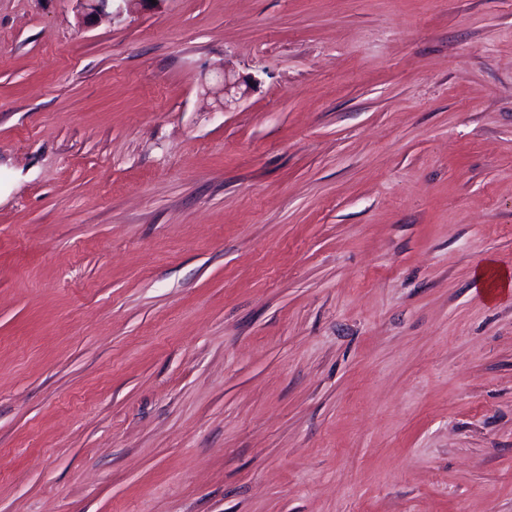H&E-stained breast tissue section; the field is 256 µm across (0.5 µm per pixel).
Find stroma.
Masks as SVG:
<instances>
[{"label": "stroma", "mask_w": 512, "mask_h": 512, "mask_svg": "<svg viewBox=\"0 0 512 512\" xmlns=\"http://www.w3.org/2000/svg\"><path fill=\"white\" fill-rule=\"evenodd\" d=\"M490 260L512 0H0V512H512ZM84 10H87L85 16H90L94 13L100 14L105 13L108 8L112 9V15L114 14L113 5L114 2H119L116 8V14H121L124 10H131L137 6L151 5V0H77ZM219 93L224 94V104L222 103V110L226 112L231 108V105L237 101L236 95L243 96L247 93V89L241 90V82L234 79L226 70L225 65L220 72Z\"/></svg>", "instance_id": "stroma-1"}]
</instances>
